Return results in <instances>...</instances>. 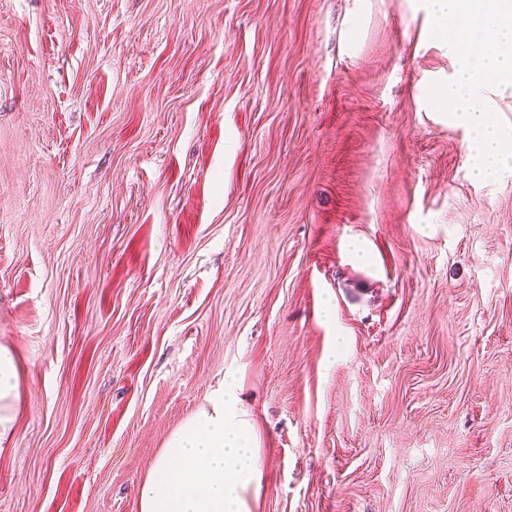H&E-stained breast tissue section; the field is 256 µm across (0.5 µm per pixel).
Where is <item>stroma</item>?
<instances>
[{
  "label": "stroma",
  "mask_w": 512,
  "mask_h": 512,
  "mask_svg": "<svg viewBox=\"0 0 512 512\" xmlns=\"http://www.w3.org/2000/svg\"><path fill=\"white\" fill-rule=\"evenodd\" d=\"M430 25L0 0V512H138L226 383L250 512H512V170L473 178L430 105L458 67ZM18 374L10 350L0 345V439L12 430L14 413L12 405L17 397Z\"/></svg>",
  "instance_id": "stroma-1"
}]
</instances>
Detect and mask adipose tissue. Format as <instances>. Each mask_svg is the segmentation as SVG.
Returning a JSON list of instances; mask_svg holds the SVG:
<instances>
[{"instance_id":"adipose-tissue-1","label":"adipose tissue","mask_w":512,"mask_h":512,"mask_svg":"<svg viewBox=\"0 0 512 512\" xmlns=\"http://www.w3.org/2000/svg\"><path fill=\"white\" fill-rule=\"evenodd\" d=\"M17 389L14 357L0 345V438L12 429ZM258 477L251 425L219 390L168 439L142 486L139 512H249L244 494Z\"/></svg>"}]
</instances>
